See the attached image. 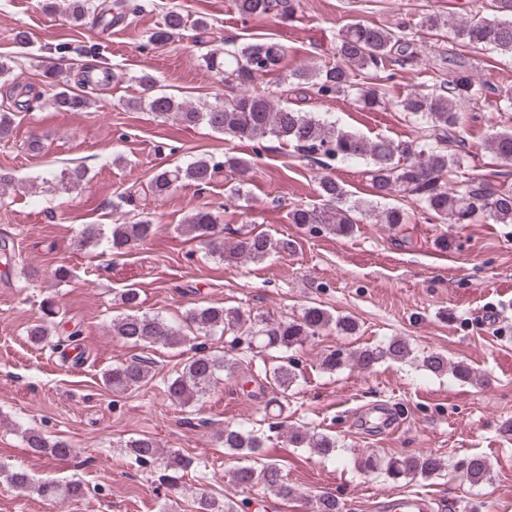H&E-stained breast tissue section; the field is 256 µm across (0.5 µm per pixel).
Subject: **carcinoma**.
<instances>
[{"instance_id":"carcinoma-1","label":"carcinoma","mask_w":512,"mask_h":512,"mask_svg":"<svg viewBox=\"0 0 512 512\" xmlns=\"http://www.w3.org/2000/svg\"><path fill=\"white\" fill-rule=\"evenodd\" d=\"M492 14L470 21H461L452 27L458 44L466 47L481 44L501 55L512 57V0H490ZM238 13L245 17L277 13L283 17L294 14L292 0H235ZM71 18L79 22L86 14L94 12L101 18L115 23L122 15L112 14L107 0H68ZM204 30L207 22L202 18L189 19L178 10L168 11L161 25L149 35L151 45L165 46L187 28ZM285 57L284 47L273 40L257 41L234 50H213L203 56L206 68L229 83L243 89V93L220 106L199 110L164 93L155 92L156 78L145 73L139 84L146 94L144 100L150 111L163 119L175 116L188 126L204 124L212 131L238 140L260 143L269 137L283 141L303 156L330 168L337 163L353 159L368 161V170L374 195L387 198L402 192L421 203L436 219L450 224H470L477 217H487L500 224L512 223V188L496 184L489 179L466 177L462 188L451 182L458 180L463 153L460 140L454 131L460 121V106L482 99L484 87L475 83L461 61L462 54L451 52L448 56V77L432 86L426 93H413L397 102L398 111L425 120L424 134L416 140H369L349 130L326 123L314 112H302L280 106L269 97L250 92V87L262 76L280 69ZM416 52L402 30H391L375 24H350L336 46V62L319 67L300 68L289 78L298 85H308L323 102L352 97L364 110H373L383 104L385 93L378 80L395 76L392 68L405 69L414 64ZM366 71L377 82L358 83L355 74ZM116 78L112 71L103 73L100 81L81 80L79 92L67 88L54 92L51 103L58 109L80 112L87 108L97 88ZM494 106L497 110L512 109V85L493 88ZM484 150L495 164L512 165V130L497 131L485 141ZM253 166V160L230 155L204 154L184 166L163 168L153 175L150 193L158 198L167 196L180 184L188 183L199 190L209 187L219 176L229 173L242 176ZM87 177L81 168L63 170L57 186L69 192L80 186ZM319 196L325 204L312 208H296L290 213L294 224L310 227L315 235L324 232L341 236L354 233L359 224L358 214L362 205L351 200L349 191L335 178L326 175L319 181ZM378 222L398 227L410 223V216L403 208L393 207L379 215ZM183 235L197 241L212 258L228 265L245 261L259 262L272 254L288 255L295 251V240L283 236L274 238L253 231L239 232L234 240L224 237L217 229L212 212L202 207L180 225ZM155 232L153 220L144 215L134 224H85L73 237L72 246L77 251L105 244L112 252L122 254L144 242ZM119 304L125 313L112 320V334L134 345L149 344L169 349L186 346L192 338L183 327L160 316L139 313L140 293L127 288L119 295ZM45 319L29 327L27 336L38 344L56 333V311L51 303L44 306ZM187 327L205 335L219 332L230 336L222 353H196L186 359L183 367L166 381L168 396L181 403H188L205 396L220 380L222 373L235 371L238 360L234 357L236 345L260 354L267 350H288L303 344L330 325L343 335L358 331V323L349 316H333L328 310L311 306L300 316L275 319L267 315L244 314L238 308L222 305L199 306L189 309L184 316ZM413 349L402 338L354 351L336 349L321 360L326 372L353 364L359 371L372 372L386 360L404 361L412 357ZM418 366L435 376L452 373L456 380L469 383L474 380L473 370L466 364L448 363V358L438 352L423 353ZM154 377L152 361L148 357L132 358L112 366L103 373V383L114 392L138 388ZM271 379L283 392L297 383L298 373L292 360L273 368ZM288 444L306 448L321 458L336 455V436L314 432L302 427L285 428ZM224 454L237 459L261 456L269 439L267 432L254 426L226 425L219 435ZM23 440L35 453L47 452L58 458L69 456L73 448L62 439L49 440L34 429L23 431ZM125 448L142 465L159 464L166 471L165 479L171 488L177 487L184 472L193 466L192 459L175 452L166 454L152 437H140L126 442ZM365 471L384 472L396 482L400 479L421 477L430 479L441 475L444 464L431 453L401 456L381 461L370 453L358 461ZM458 469L473 485L490 479L487 459L471 454L458 462ZM0 475L13 487L32 490L45 499L77 498L84 494L78 482L60 484L53 481L34 482L21 468L0 466ZM232 480L241 489H255L272 493L288 500L295 496L281 468L265 462L259 468L237 466L232 470ZM246 502L231 498L220 499L202 492L196 498V512H242ZM311 512H342L341 503L332 495H321L311 503Z\"/></svg>"}]
</instances>
